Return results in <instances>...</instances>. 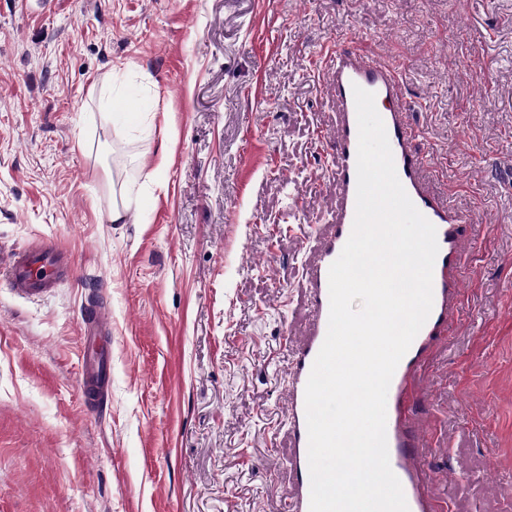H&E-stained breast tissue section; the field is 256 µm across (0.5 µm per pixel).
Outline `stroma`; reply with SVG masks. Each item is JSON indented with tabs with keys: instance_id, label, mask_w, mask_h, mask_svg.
<instances>
[{
	"instance_id": "obj_1",
	"label": "stroma",
	"mask_w": 512,
	"mask_h": 512,
	"mask_svg": "<svg viewBox=\"0 0 512 512\" xmlns=\"http://www.w3.org/2000/svg\"><path fill=\"white\" fill-rule=\"evenodd\" d=\"M339 41L395 67L434 188L472 217L413 402L426 489L512 512V0H0V256L72 263L32 300L0 278V512H282ZM93 302L101 414L80 388ZM85 351L82 359L83 383L81 390L88 408L99 411L107 404L112 370V356L104 343L109 331V321L105 309L89 305L84 312Z\"/></svg>"
}]
</instances>
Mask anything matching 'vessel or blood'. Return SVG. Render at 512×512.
Listing matches in <instances>:
<instances>
[{"label":"vessel or blood","instance_id":"obj_1","mask_svg":"<svg viewBox=\"0 0 512 512\" xmlns=\"http://www.w3.org/2000/svg\"><path fill=\"white\" fill-rule=\"evenodd\" d=\"M322 65L329 76L336 108V122L330 136L336 154L333 173L336 207L327 219L326 235L319 237L312 247L314 259L307 273L305 293L310 330L306 342L293 356L285 409L290 433L288 467L294 477L295 492L285 501L283 512H310L305 388L328 329L329 268L349 239L355 218L358 123L353 89L357 86L374 93L397 176L412 203L436 229L438 254L433 267V305L392 377L386 404V435L390 466L402 485L409 512H446V503L424 491L426 471L416 447L419 425L411 402L419 369L430 350L444 339L458 314L470 218L466 212L449 207L426 184L427 163L413 146L415 132L407 119L408 106L398 92V72L343 46L327 51ZM66 267L65 254L51 245L15 250L0 259V275L21 298L50 292ZM108 331L105 309L90 305L84 313L81 390L94 412L106 405L110 388L112 356L104 343Z\"/></svg>","mask_w":512,"mask_h":512}]
</instances>
